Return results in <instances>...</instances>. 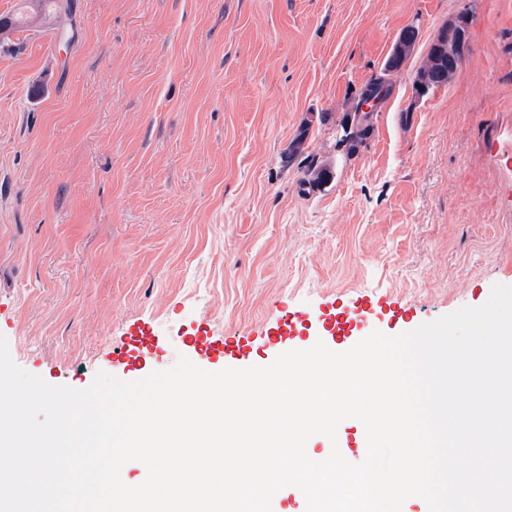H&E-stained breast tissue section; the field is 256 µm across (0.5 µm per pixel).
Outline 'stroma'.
Masks as SVG:
<instances>
[{
  "instance_id": "35a3bbf8",
  "label": "stroma",
  "mask_w": 512,
  "mask_h": 512,
  "mask_svg": "<svg viewBox=\"0 0 512 512\" xmlns=\"http://www.w3.org/2000/svg\"><path fill=\"white\" fill-rule=\"evenodd\" d=\"M467 7L463 63L416 96ZM409 25L347 156L338 120ZM49 32L0 51V335L25 371L122 378L112 348L136 322L160 371L202 322L237 336L374 292L419 326L512 285V0H73ZM313 160L335 172L318 189ZM333 175L330 165L311 163L307 166L301 183L303 186L308 185L310 188L321 187L327 184L333 178Z\"/></svg>"
}]
</instances>
